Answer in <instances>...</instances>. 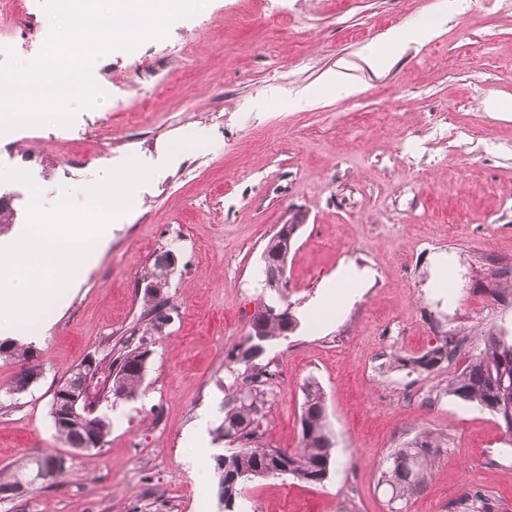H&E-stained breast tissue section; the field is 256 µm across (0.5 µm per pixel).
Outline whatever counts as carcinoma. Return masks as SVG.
<instances>
[{"mask_svg":"<svg viewBox=\"0 0 512 512\" xmlns=\"http://www.w3.org/2000/svg\"><path fill=\"white\" fill-rule=\"evenodd\" d=\"M298 225L282 224L272 250L288 257ZM168 292L152 296L143 295L148 307L140 328L121 341V348L106 359L93 360L85 372L83 403L90 413L78 427L55 425L59 435L74 447L86 440L96 445L105 442L110 431V420L96 412L90 402L91 389L103 385L102 392L115 405L138 395L146 369L153 354L154 338L161 335L163 309L168 304ZM298 326L291 312L285 291L276 293V299L262 303L250 323L245 343L227 354V360L244 367L224 395V418L216 429L217 436L235 444L215 460L218 499L224 502V512H235L238 499L248 482L270 478L268 470L277 462L288 468V475L299 480L320 484L330 475L332 459L331 430L326 415L324 396L319 382L311 378L303 385L304 400L301 407V441L299 448L286 451L270 447L265 436L270 424V395L276 378L271 363L257 359L266 347L288 339ZM0 358L25 361L27 365L3 388L6 396L26 392L31 382L40 375V367L31 363L29 347L15 340L0 342ZM448 362V338L417 357L392 355L389 367H402L412 373H432ZM444 393L466 404H475L496 416V407L512 405V342L491 334L485 338L483 348L468 364L448 381ZM448 447V439L432 431H423L394 449L387 458L379 481L385 483L389 494L388 505L402 510L427 485L428 476L441 453ZM58 459L53 456L20 457L12 465L0 468V500L21 492V480L26 475L45 468L52 470ZM458 512H491V494L476 491L459 502Z\"/></svg>","mask_w":512,"mask_h":512,"instance_id":"1","label":"carcinoma"}]
</instances>
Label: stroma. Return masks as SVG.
<instances>
[{
  "mask_svg": "<svg viewBox=\"0 0 512 512\" xmlns=\"http://www.w3.org/2000/svg\"><path fill=\"white\" fill-rule=\"evenodd\" d=\"M0 23V49L29 60L49 34L39 0ZM434 25L372 71L364 49L388 31ZM346 65L359 91L300 109L290 93ZM167 71L161 88L148 75ZM107 97L69 127L0 136V165L28 172L53 203L134 157L156 172L77 286L9 336L41 367L23 394L0 400V468L21 454L64 458L62 475L7 500L0 512H224L211 469L216 440L190 458L201 418L217 426L234 379L226 355L243 344L263 300L262 253L290 217L302 224L288 257V300L299 327L268 352L278 370L271 445L294 450L302 387L324 393L335 467L324 484L266 479L244 490L247 512H388L378 480L387 456L418 432L447 436L408 512H454L475 490L512 512V435L499 419L442 389L489 334L512 338V0H209L196 16L93 71ZM281 103L270 107L272 94ZM476 135L450 146L448 117ZM188 136L202 145L170 153ZM178 264L172 321L157 337L136 398L100 404L102 447L77 453L58 437V382L105 357L138 328L141 277L156 253ZM365 277L331 322L307 312L338 270ZM447 287H439L440 273ZM465 351L431 375L389 368L442 336Z\"/></svg>",
  "mask_w": 512,
  "mask_h": 512,
  "instance_id": "stroma-1",
  "label": "stroma"
}]
</instances>
